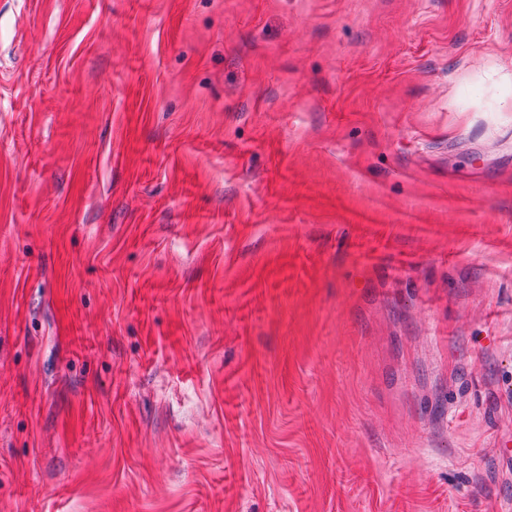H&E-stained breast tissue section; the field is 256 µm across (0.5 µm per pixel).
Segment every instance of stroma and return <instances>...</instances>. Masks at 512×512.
<instances>
[{"label": "stroma", "mask_w": 512, "mask_h": 512, "mask_svg": "<svg viewBox=\"0 0 512 512\" xmlns=\"http://www.w3.org/2000/svg\"><path fill=\"white\" fill-rule=\"evenodd\" d=\"M0 512H512V0H0Z\"/></svg>", "instance_id": "1"}]
</instances>
